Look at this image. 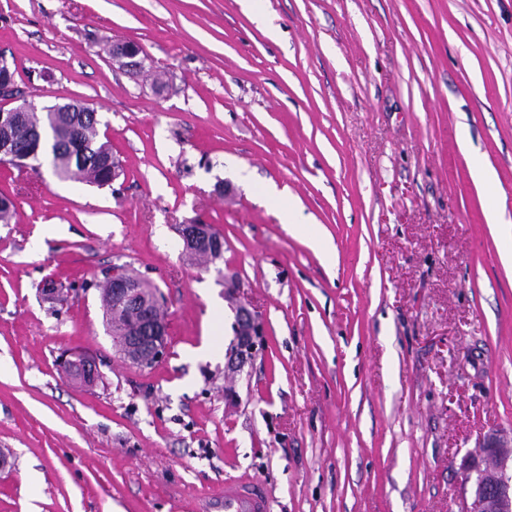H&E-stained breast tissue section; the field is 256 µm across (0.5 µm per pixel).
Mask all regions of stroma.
<instances>
[{"mask_svg":"<svg viewBox=\"0 0 512 512\" xmlns=\"http://www.w3.org/2000/svg\"><path fill=\"white\" fill-rule=\"evenodd\" d=\"M0 56L20 95L93 103L124 170L0 167V512H210L228 481L270 512H460L465 461L512 438V0H0ZM115 265L162 297L155 366L104 328ZM228 274L264 320L239 371ZM177 230L189 255L211 259L224 253V238L209 224H181ZM59 366L75 381L86 386L94 385L100 375L95 359L87 355L65 352L59 359Z\"/></svg>","mask_w":512,"mask_h":512,"instance_id":"1","label":"stroma"}]
</instances>
